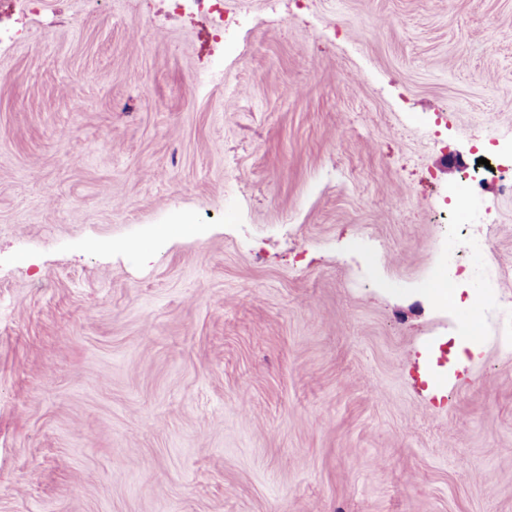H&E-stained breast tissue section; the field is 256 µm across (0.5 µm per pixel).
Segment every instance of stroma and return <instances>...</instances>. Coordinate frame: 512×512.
<instances>
[{
  "label": "stroma",
  "instance_id": "1",
  "mask_svg": "<svg viewBox=\"0 0 512 512\" xmlns=\"http://www.w3.org/2000/svg\"><path fill=\"white\" fill-rule=\"evenodd\" d=\"M224 3L0 0V512H512V0ZM176 4L183 1H192L198 5L203 12L212 17L215 22V31L224 30V33L236 25L237 18L230 16L224 9L223 0H173Z\"/></svg>",
  "mask_w": 512,
  "mask_h": 512
}]
</instances>
